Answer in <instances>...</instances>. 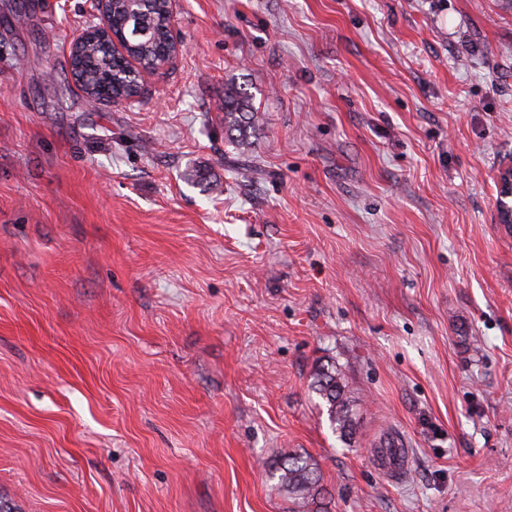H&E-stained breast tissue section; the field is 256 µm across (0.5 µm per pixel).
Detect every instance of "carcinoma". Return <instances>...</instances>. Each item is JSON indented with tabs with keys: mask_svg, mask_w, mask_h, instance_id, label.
<instances>
[{
	"mask_svg": "<svg viewBox=\"0 0 512 512\" xmlns=\"http://www.w3.org/2000/svg\"><path fill=\"white\" fill-rule=\"evenodd\" d=\"M112 30L134 56L147 64L157 61L170 40L165 0H143L134 7L127 0H113ZM73 73L85 91L106 87L121 97L133 89L134 79L126 76V70L99 42L84 45L81 56L73 61ZM259 119L250 97L242 89L224 88V135L229 142L248 148L250 134L256 130ZM311 378V389L326 408L332 432L343 443L350 444L357 426L345 371L334 361L319 363ZM271 476L287 495L288 512H330V493L312 456L286 450Z\"/></svg>",
	"mask_w": 512,
	"mask_h": 512,
	"instance_id": "obj_1",
	"label": "carcinoma"
}]
</instances>
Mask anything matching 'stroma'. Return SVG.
Here are the masks:
<instances>
[{
	"label": "stroma",
	"instance_id": "stroma-1",
	"mask_svg": "<svg viewBox=\"0 0 512 512\" xmlns=\"http://www.w3.org/2000/svg\"><path fill=\"white\" fill-rule=\"evenodd\" d=\"M173 15L179 56L93 107V0H0V499L284 512L288 448L332 512H512V0ZM228 83L262 116L245 156ZM330 358L349 445L310 389Z\"/></svg>",
	"mask_w": 512,
	"mask_h": 512
}]
</instances>
